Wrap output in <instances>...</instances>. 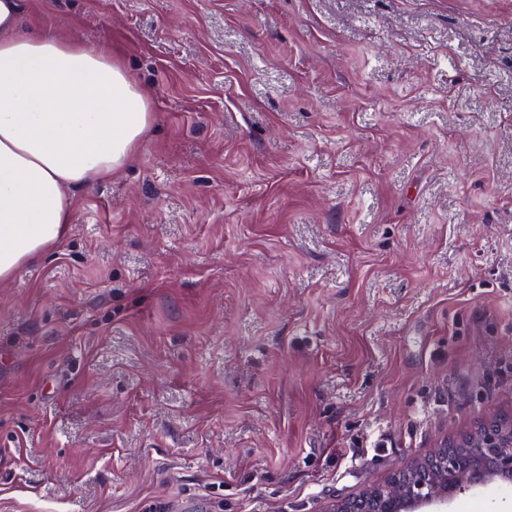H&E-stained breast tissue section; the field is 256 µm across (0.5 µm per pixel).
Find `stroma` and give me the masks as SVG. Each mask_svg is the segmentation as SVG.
<instances>
[{
    "label": "stroma",
    "instance_id": "35a3bbf8",
    "mask_svg": "<svg viewBox=\"0 0 512 512\" xmlns=\"http://www.w3.org/2000/svg\"><path fill=\"white\" fill-rule=\"evenodd\" d=\"M28 4L153 122L0 282V512H324L512 419V0Z\"/></svg>",
    "mask_w": 512,
    "mask_h": 512
}]
</instances>
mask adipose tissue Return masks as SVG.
I'll list each match as a JSON object with an SVG mask.
<instances>
[{"label": "adipose tissue", "mask_w": 512, "mask_h": 512, "mask_svg": "<svg viewBox=\"0 0 512 512\" xmlns=\"http://www.w3.org/2000/svg\"><path fill=\"white\" fill-rule=\"evenodd\" d=\"M0 0V281L64 235L78 192L130 163L153 114L104 42L26 28Z\"/></svg>", "instance_id": "1"}]
</instances>
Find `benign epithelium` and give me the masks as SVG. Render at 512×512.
<instances>
[{"label": "benign epithelium", "mask_w": 512, "mask_h": 512, "mask_svg": "<svg viewBox=\"0 0 512 512\" xmlns=\"http://www.w3.org/2000/svg\"><path fill=\"white\" fill-rule=\"evenodd\" d=\"M479 447L488 450L493 461L473 467L455 445L445 444L426 457L388 476L352 497H336L329 512H443L457 493L495 481L512 480V448L502 446V428L494 420L477 429Z\"/></svg>", "instance_id": "benign-epithelium-1"}]
</instances>
